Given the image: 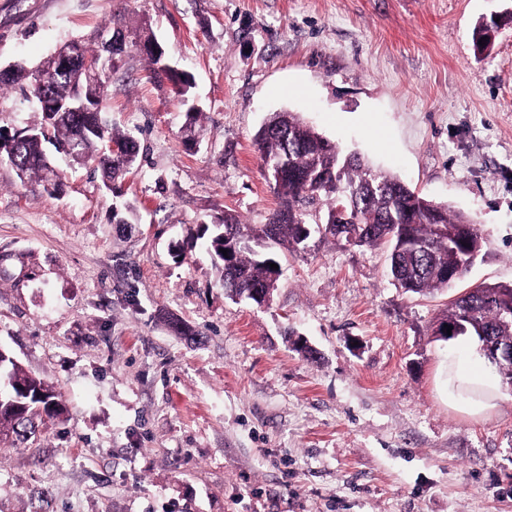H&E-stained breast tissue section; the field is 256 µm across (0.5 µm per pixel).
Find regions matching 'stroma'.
Wrapping results in <instances>:
<instances>
[{
  "instance_id": "1",
  "label": "stroma",
  "mask_w": 512,
  "mask_h": 512,
  "mask_svg": "<svg viewBox=\"0 0 512 512\" xmlns=\"http://www.w3.org/2000/svg\"><path fill=\"white\" fill-rule=\"evenodd\" d=\"M508 13L512 0H0V68L144 31L192 74L206 127L186 149L184 106L131 51L103 97L140 145L115 184L66 164L52 194L0 159V346L64 408L25 447L0 440V512H512V388L484 419L449 409V361L480 350L433 333L459 294L512 284V23L474 42ZM36 109L0 93V127ZM283 110L478 224L467 276L412 294L385 251L315 232L275 246L267 305L228 298L199 236L228 212L268 223L278 200L252 140ZM126 204L135 222L114 223Z\"/></svg>"
}]
</instances>
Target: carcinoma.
Returning a JSON list of instances; mask_svg holds the SVG:
<instances>
[{
	"mask_svg": "<svg viewBox=\"0 0 512 512\" xmlns=\"http://www.w3.org/2000/svg\"><path fill=\"white\" fill-rule=\"evenodd\" d=\"M146 57L155 78L169 81L181 102H188L191 91L183 90L180 78L161 74L157 58L150 52ZM38 77L57 102L68 104L81 90L93 101L87 112H58L53 117L38 108V120L24 128L11 161L21 171L19 178H35L44 184L50 180L42 163L46 143L74 162L96 164L107 181L120 178L135 165L138 141L114 130L102 113L107 73L90 80L83 73L63 72L59 58L54 57L38 71ZM185 117L186 138L193 141L202 136L201 112L192 106ZM107 138L125 144L128 158H104ZM253 146L263 165H283L273 180L278 209L260 228L239 223L227 211L224 223L203 228L225 293L232 299L252 302L255 292L272 296L279 278L278 271L270 268L276 262L272 245L300 249L311 224L322 225L324 236L350 245L387 247L392 279L413 293L448 287V267L466 274L470 248H482L479 229L467 215L419 196L398 177L374 169L356 154L342 152L294 112L273 113L254 134ZM510 292L512 285L479 286L453 300L443 319L466 324L480 341L486 337L512 346V314L500 305V297ZM51 397L41 379L25 372L0 348V435L12 434L20 444L36 436L38 419L52 413Z\"/></svg>",
	"mask_w": 512,
	"mask_h": 512,
	"instance_id": "obj_1",
	"label": "carcinoma"
}]
</instances>
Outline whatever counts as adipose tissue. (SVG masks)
<instances>
[{
    "label": "adipose tissue",
    "mask_w": 512,
    "mask_h": 512,
    "mask_svg": "<svg viewBox=\"0 0 512 512\" xmlns=\"http://www.w3.org/2000/svg\"><path fill=\"white\" fill-rule=\"evenodd\" d=\"M447 386L449 407L473 419L494 410L500 398L499 379L486 366L449 362Z\"/></svg>",
    "instance_id": "ef3b65f1"
}]
</instances>
